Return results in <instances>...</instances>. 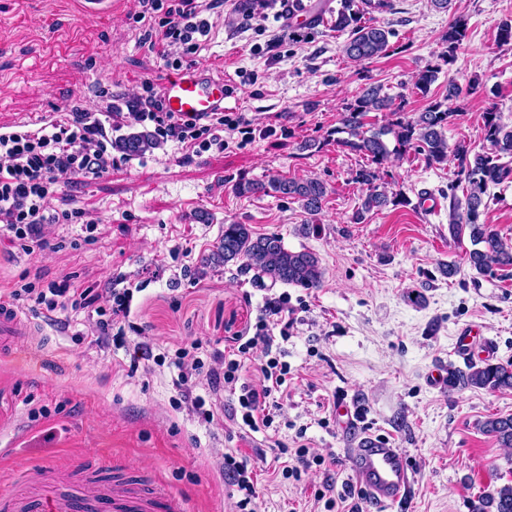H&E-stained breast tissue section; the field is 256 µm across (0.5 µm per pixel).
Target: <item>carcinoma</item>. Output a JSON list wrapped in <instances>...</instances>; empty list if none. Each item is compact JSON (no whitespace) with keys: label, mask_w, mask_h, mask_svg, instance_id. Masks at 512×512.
I'll list each match as a JSON object with an SVG mask.
<instances>
[{"label":"carcinoma","mask_w":512,"mask_h":512,"mask_svg":"<svg viewBox=\"0 0 512 512\" xmlns=\"http://www.w3.org/2000/svg\"><path fill=\"white\" fill-rule=\"evenodd\" d=\"M388 0H341V9L334 17V25L349 32L344 54L355 61H370L384 55L390 48L392 31L364 16L381 12ZM467 22L455 17L448 23L442 36L445 50L442 62L450 64L467 38ZM438 68L429 67L417 74L414 89L428 92L435 81ZM461 95V88L448 84V93L441 100L429 102L418 115L405 117L394 99L380 84L361 89L355 99L341 113L338 125L325 132L318 145H336L366 156L368 165L356 172L355 182L364 187L361 204L350 222L360 224L369 213H377L392 205L406 202L403 193H391L380 183L381 170L392 157H403L411 152L424 155L430 165L448 161V140L445 131L454 112L449 102ZM391 112L397 119L376 126L367 122L371 112ZM483 146L471 149L456 146L457 176L465 183L464 200L453 199L449 211V230L459 238L469 233L472 249L465 251L463 263L479 274L493 268L512 266V243L481 220L487 203L484 197L492 185L512 181V126L503 122L501 112L491 107L482 115ZM158 145L149 131L130 132L112 142V148L127 156L143 155ZM241 196L276 195L301 204L309 215L317 214L329 195L327 185L317 178L293 179L274 175L266 181L242 180L234 185ZM204 262L214 264L238 263L247 270L271 280L304 289L318 288L323 282V270L317 255L308 250L290 251L278 235H256L247 224L224 225L217 246ZM512 390V362L492 363L488 360L469 362L463 368L448 366V389ZM482 432L495 438L499 446L512 448V415L489 418L481 424ZM473 512H512V484L495 493L479 498Z\"/></svg>","instance_id":"cac0c4a2"}]
</instances>
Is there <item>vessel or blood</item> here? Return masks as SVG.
<instances>
[{
	"mask_svg": "<svg viewBox=\"0 0 512 512\" xmlns=\"http://www.w3.org/2000/svg\"><path fill=\"white\" fill-rule=\"evenodd\" d=\"M329 8L330 0H288L286 21L297 28L311 26L322 21ZM161 95L167 111L204 118L224 109V77L204 66L187 68L163 82ZM48 120L45 114L15 116L4 129L33 134ZM28 333L29 324L19 307L0 295L1 362H31V355L18 347ZM348 462L357 484L373 502L384 506L406 496L411 483L406 456L389 440L369 434L359 437L348 451ZM0 507L5 512H186L179 496L125 471L115 472L109 482H90L78 496L50 484L34 493L7 490L0 494Z\"/></svg>",
	"mask_w": 512,
	"mask_h": 512,
	"instance_id": "vessel-or-blood-1",
	"label": "vessel or blood"
}]
</instances>
